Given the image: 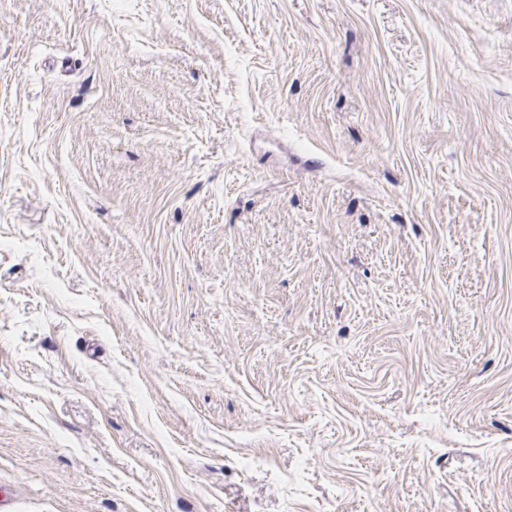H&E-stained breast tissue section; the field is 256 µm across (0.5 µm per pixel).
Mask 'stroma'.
Listing matches in <instances>:
<instances>
[{
  "label": "stroma",
  "instance_id": "1",
  "mask_svg": "<svg viewBox=\"0 0 512 512\" xmlns=\"http://www.w3.org/2000/svg\"><path fill=\"white\" fill-rule=\"evenodd\" d=\"M10 512H512V0H0Z\"/></svg>",
  "mask_w": 512,
  "mask_h": 512
}]
</instances>
